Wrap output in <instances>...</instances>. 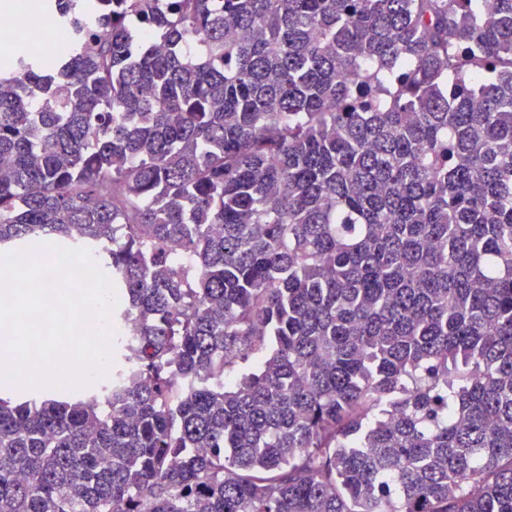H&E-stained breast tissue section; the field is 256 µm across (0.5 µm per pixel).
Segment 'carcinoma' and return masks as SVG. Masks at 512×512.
<instances>
[{"label": "carcinoma", "mask_w": 512, "mask_h": 512, "mask_svg": "<svg viewBox=\"0 0 512 512\" xmlns=\"http://www.w3.org/2000/svg\"><path fill=\"white\" fill-rule=\"evenodd\" d=\"M62 1L0 254L89 248L135 339L0 396V512H512V0Z\"/></svg>", "instance_id": "1"}]
</instances>
